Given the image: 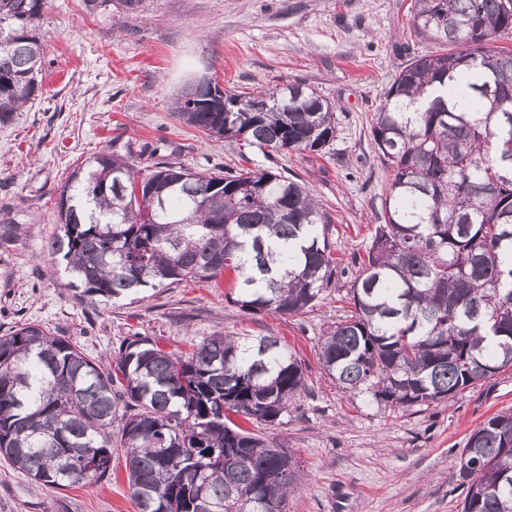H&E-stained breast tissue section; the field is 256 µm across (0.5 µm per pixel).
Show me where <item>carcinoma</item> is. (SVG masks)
Masks as SVG:
<instances>
[{"label": "carcinoma", "mask_w": 512, "mask_h": 512, "mask_svg": "<svg viewBox=\"0 0 512 512\" xmlns=\"http://www.w3.org/2000/svg\"><path fill=\"white\" fill-rule=\"evenodd\" d=\"M46 8L0 0V125L41 89ZM411 27L449 49L411 54L373 115L388 188L352 309L319 352L336 387L385 408L447 403L512 368V49L491 46L512 38V0H415ZM173 109L269 157L321 155L336 134L332 104L302 82L243 96L202 78ZM329 223L275 171L137 170L103 149L68 174L48 249L81 301L229 271L241 310L293 317L333 276ZM305 383L277 336L218 331L185 355L134 336L106 364L26 325L0 335V456L64 489L107 475L115 444L137 512H287L293 455L228 414L272 424ZM459 475L462 512H512L511 409L469 433Z\"/></svg>", "instance_id": "cac0c4a2"}]
</instances>
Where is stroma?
Returning <instances> with one entry per match:
<instances>
[{
	"instance_id": "obj_1",
	"label": "stroma",
	"mask_w": 512,
	"mask_h": 512,
	"mask_svg": "<svg viewBox=\"0 0 512 512\" xmlns=\"http://www.w3.org/2000/svg\"><path fill=\"white\" fill-rule=\"evenodd\" d=\"M414 0H48L40 22L44 70L36 99L0 126V335L27 323L69 337L99 359L127 337L168 351L221 331L280 337L301 360L306 389L277 424L235 422L290 451L304 479L288 512H461L467 435L512 407V369L447 403L378 407L336 387L319 342L348 305L347 292L377 224L387 176L370 136L409 50L436 43L410 33ZM235 93L301 81L333 105L336 137L325 155L268 157L181 123L175 93L202 77ZM144 167L159 160L197 171L248 165L296 177L330 216L335 275L313 309L296 317L249 314L232 278L187 281L142 299L75 300L54 275L48 243L68 172L103 148ZM0 512H136L123 449L112 475L63 490L35 486L0 457Z\"/></svg>"
}]
</instances>
